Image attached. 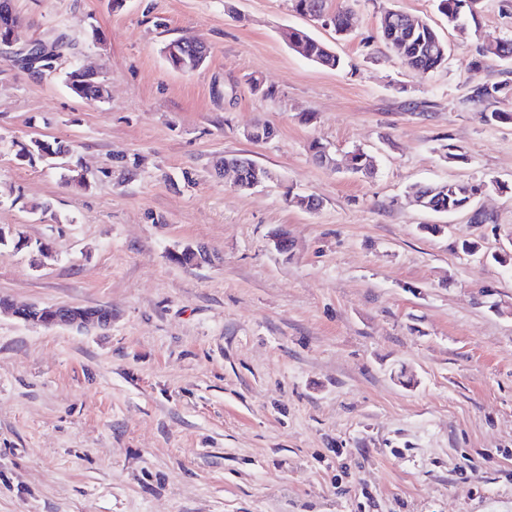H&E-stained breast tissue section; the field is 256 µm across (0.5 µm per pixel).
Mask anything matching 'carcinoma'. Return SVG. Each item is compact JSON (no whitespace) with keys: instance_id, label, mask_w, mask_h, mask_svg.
<instances>
[{"instance_id":"obj_1","label":"carcinoma","mask_w":512,"mask_h":512,"mask_svg":"<svg viewBox=\"0 0 512 512\" xmlns=\"http://www.w3.org/2000/svg\"><path fill=\"white\" fill-rule=\"evenodd\" d=\"M476 0H438L439 11L448 19V25L455 29L465 30L468 19H476L475 11L464 12L467 2ZM299 8L306 15H318L327 19L336 33L344 34L349 30V15L343 10L331 13L328 0H298ZM382 36L392 52L401 63L416 71H433L442 66L448 55V45L436 33L435 29L423 21H415L407 14L385 13L381 22ZM290 45L304 58L326 67H337L340 59L323 42L315 39L301 29L288 30ZM482 56L499 60H512V38L502 40L494 45L482 48ZM68 88L78 97L98 100V84L95 73L75 69L67 76ZM63 149L62 145L54 146L48 141L33 138L27 144L20 145L17 156L33 161L36 158L55 154ZM438 192L428 198V202L452 211L466 207V201L474 195L476 186L469 182L444 183L437 186ZM13 245L16 248H27L35 252L43 260L54 259L49 243L32 242L11 231L0 227V246ZM178 262L185 265H201L209 261L206 251L192 246L184 247L175 255Z\"/></svg>"}]
</instances>
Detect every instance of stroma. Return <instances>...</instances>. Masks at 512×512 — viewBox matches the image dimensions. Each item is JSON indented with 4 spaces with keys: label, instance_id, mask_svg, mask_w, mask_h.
Wrapping results in <instances>:
<instances>
[{
    "label": "stroma",
    "instance_id": "35a3bbf8",
    "mask_svg": "<svg viewBox=\"0 0 512 512\" xmlns=\"http://www.w3.org/2000/svg\"><path fill=\"white\" fill-rule=\"evenodd\" d=\"M328 2L349 37L292 0H13L17 46L70 48L49 70L0 50V226L55 255L0 246V296L112 325L0 313V512H512V269L488 259L512 246V122L482 118L512 113V62L478 55L512 37V0H478L474 32L436 0ZM390 9L448 43L442 67L390 52ZM291 27L341 67L291 50ZM180 38L208 46L197 70L167 62ZM81 67L104 100L68 89ZM259 121L274 135L248 141ZM33 137L68 153L18 161ZM356 149L373 173L349 172ZM228 155L275 180L236 187ZM76 166L85 187L62 181ZM451 181L484 184L487 223L412 204ZM187 245L209 263L175 261ZM76 309L82 316L75 315L72 310ZM97 308L69 307V306H51L45 310L39 311L33 315L24 316L20 313L14 314L15 317L24 319L27 323H36L48 327L62 326L69 328L98 327L108 329L112 325V310L104 307L95 315L88 317L96 312Z\"/></svg>",
    "mask_w": 512,
    "mask_h": 512
}]
</instances>
